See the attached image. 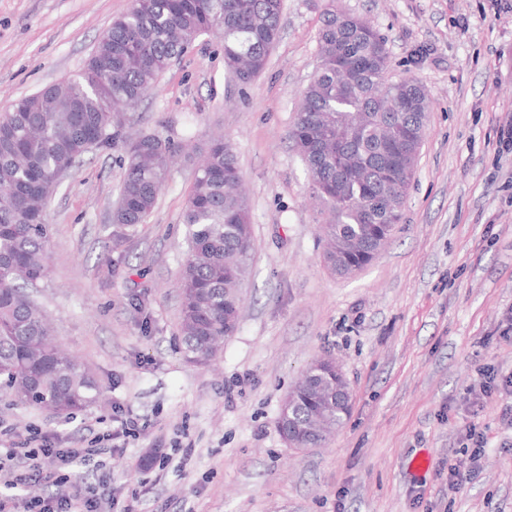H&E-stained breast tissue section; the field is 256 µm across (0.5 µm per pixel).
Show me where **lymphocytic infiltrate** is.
<instances>
[{
    "label": "lymphocytic infiltrate",
    "mask_w": 512,
    "mask_h": 512,
    "mask_svg": "<svg viewBox=\"0 0 512 512\" xmlns=\"http://www.w3.org/2000/svg\"><path fill=\"white\" fill-rule=\"evenodd\" d=\"M136 432V420L119 414L105 440L96 439L74 448L54 447L49 437L38 431L23 440L10 441L6 460L0 463V512H15L13 491L25 475L43 480L55 489L53 497L31 503L29 512H114L115 499L81 487L73 470L102 458L106 453L105 441H120Z\"/></svg>",
    "instance_id": "f902f5d3"
}]
</instances>
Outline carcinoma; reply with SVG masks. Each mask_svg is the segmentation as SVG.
I'll use <instances>...</instances> for the list:
<instances>
[{"mask_svg":"<svg viewBox=\"0 0 512 512\" xmlns=\"http://www.w3.org/2000/svg\"><path fill=\"white\" fill-rule=\"evenodd\" d=\"M283 0H133L112 21L75 78L50 84L0 114V393L70 415L98 399V385L61 349L26 288L48 275L49 182L95 144L124 150L113 222L142 224L166 184L174 144L130 138L122 114L153 90L172 61L219 32L224 65L245 89L264 71L281 31ZM385 37L366 18L328 0L320 12L315 74L290 137L327 218L325 260L348 275L375 259L401 223L431 99L414 77L387 79ZM189 250L180 275L184 356L204 364L238 326L239 288L253 247L249 202L232 144L214 139L200 161L183 216ZM341 426L336 376L311 364L277 421L301 446L317 445L303 416Z\"/></svg>","mask_w":512,"mask_h":512,"instance_id":"obj_1","label":"carcinoma"}]
</instances>
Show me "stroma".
<instances>
[{
  "mask_svg": "<svg viewBox=\"0 0 512 512\" xmlns=\"http://www.w3.org/2000/svg\"><path fill=\"white\" fill-rule=\"evenodd\" d=\"M387 40L391 79L411 76L432 108L401 224L350 276L325 262L320 208L289 138L315 72L319 11L284 0L266 69L239 90L212 36L126 113L134 133L188 143L147 221H112L120 149L85 157L47 211L49 275L34 293L58 343L103 387L105 405L60 416L0 394V423L68 448L138 422L80 482L136 512H512V428L479 373L512 372V0H336ZM132 0H0V113L79 74ZM232 143L249 196L253 251L236 332L215 361L186 360L178 280L194 171L215 135ZM335 359L352 391L319 448L288 447L282 402L308 368ZM476 423L475 477L448 488ZM192 446L184 457L183 446Z\"/></svg>",
  "mask_w": 512,
  "mask_h": 512,
  "instance_id": "35a3bbf8",
  "label": "stroma"
}]
</instances>
